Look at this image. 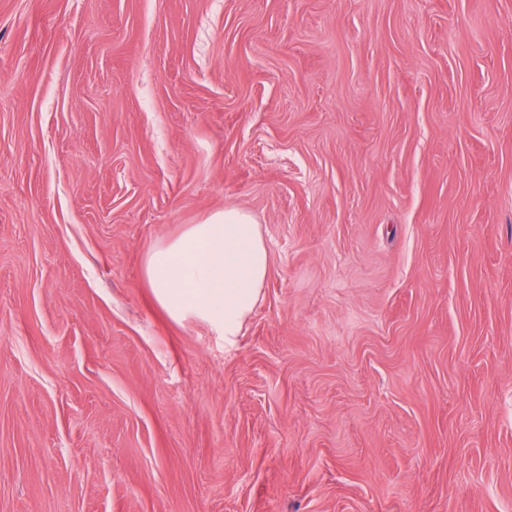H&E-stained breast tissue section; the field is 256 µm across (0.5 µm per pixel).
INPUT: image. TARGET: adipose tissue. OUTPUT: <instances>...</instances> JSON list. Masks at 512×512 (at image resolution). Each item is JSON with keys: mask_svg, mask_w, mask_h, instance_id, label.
<instances>
[{"mask_svg": "<svg viewBox=\"0 0 512 512\" xmlns=\"http://www.w3.org/2000/svg\"><path fill=\"white\" fill-rule=\"evenodd\" d=\"M271 253L254 216L225 207L145 256L144 277L156 303L175 322H207L234 343L257 305Z\"/></svg>", "mask_w": 512, "mask_h": 512, "instance_id": "1", "label": "adipose tissue"}]
</instances>
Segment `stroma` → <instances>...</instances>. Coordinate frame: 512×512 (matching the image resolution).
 <instances>
[{
    "label": "stroma",
    "instance_id": "stroma-1",
    "mask_svg": "<svg viewBox=\"0 0 512 512\" xmlns=\"http://www.w3.org/2000/svg\"><path fill=\"white\" fill-rule=\"evenodd\" d=\"M0 512H512V0H0ZM271 253L254 216L226 206L145 256L144 277L156 303L175 322H207L233 344L260 300Z\"/></svg>",
    "mask_w": 512,
    "mask_h": 512
}]
</instances>
